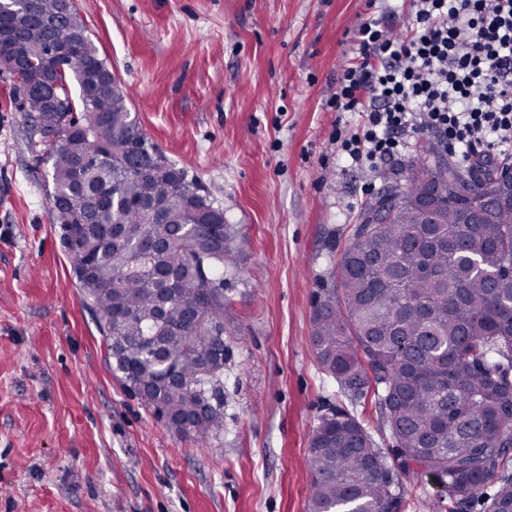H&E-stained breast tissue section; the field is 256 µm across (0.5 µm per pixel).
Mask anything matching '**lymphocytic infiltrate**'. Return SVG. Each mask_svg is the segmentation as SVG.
<instances>
[{"label": "lymphocytic infiltrate", "mask_w": 512, "mask_h": 512, "mask_svg": "<svg viewBox=\"0 0 512 512\" xmlns=\"http://www.w3.org/2000/svg\"><path fill=\"white\" fill-rule=\"evenodd\" d=\"M385 2L365 0L337 80L331 106L355 118L336 127L337 158L378 176L427 134L466 170L512 159V0H411L402 35Z\"/></svg>", "instance_id": "1"}]
</instances>
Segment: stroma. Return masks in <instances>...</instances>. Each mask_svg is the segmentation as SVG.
<instances>
[{
    "label": "stroma",
    "mask_w": 512,
    "mask_h": 512,
    "mask_svg": "<svg viewBox=\"0 0 512 512\" xmlns=\"http://www.w3.org/2000/svg\"><path fill=\"white\" fill-rule=\"evenodd\" d=\"M143 132L240 230L224 430L129 395L83 304L44 142L0 78V512H309L310 434L350 408L310 340L368 201L329 106L361 0H74Z\"/></svg>",
    "instance_id": "1"
}]
</instances>
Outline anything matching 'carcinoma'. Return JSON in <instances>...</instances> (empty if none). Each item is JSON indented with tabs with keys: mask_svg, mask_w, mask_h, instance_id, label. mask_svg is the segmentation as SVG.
Returning <instances> with one entry per match:
<instances>
[{
	"mask_svg": "<svg viewBox=\"0 0 512 512\" xmlns=\"http://www.w3.org/2000/svg\"><path fill=\"white\" fill-rule=\"evenodd\" d=\"M22 0L4 17L23 36L0 56L28 58L10 100L45 142L51 205L84 302L107 332L112 372L159 418L191 417L182 434L224 430V275L239 230L142 132L128 94L89 90L102 66L76 7ZM65 18L84 67L39 65L46 29ZM456 164L429 143L365 203L313 314L316 361L352 402L374 405L398 464L343 409L314 426L310 512H401L402 475L435 476L448 512H512V207L487 210L483 184H448ZM493 490L486 492L487 485Z\"/></svg>",
	"mask_w": 512,
	"mask_h": 512,
	"instance_id": "obj_1",
	"label": "carcinoma"
}]
</instances>
